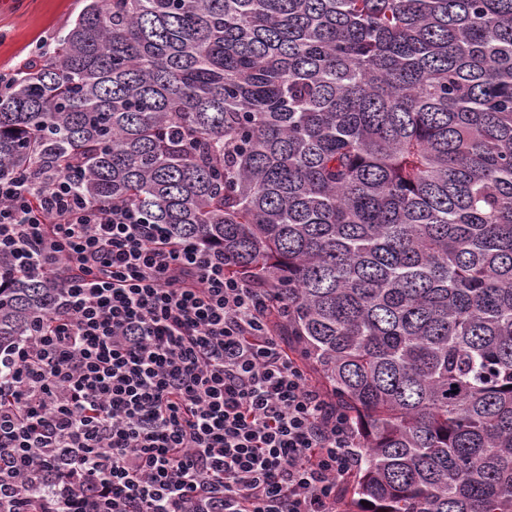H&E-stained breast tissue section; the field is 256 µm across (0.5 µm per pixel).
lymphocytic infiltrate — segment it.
I'll use <instances>...</instances> for the list:
<instances>
[{
  "instance_id": "obj_1",
  "label": "lymphocytic infiltrate",
  "mask_w": 512,
  "mask_h": 512,
  "mask_svg": "<svg viewBox=\"0 0 512 512\" xmlns=\"http://www.w3.org/2000/svg\"><path fill=\"white\" fill-rule=\"evenodd\" d=\"M0 257L62 281L0 350V512H337L354 428L222 246L10 175Z\"/></svg>"
}]
</instances>
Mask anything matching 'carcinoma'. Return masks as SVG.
I'll return each mask as SVG.
<instances>
[{
  "mask_svg": "<svg viewBox=\"0 0 512 512\" xmlns=\"http://www.w3.org/2000/svg\"><path fill=\"white\" fill-rule=\"evenodd\" d=\"M68 173L278 293L345 512H512V0H88L0 92V176Z\"/></svg>",
  "mask_w": 512,
  "mask_h": 512,
  "instance_id": "obj_1",
  "label": "carcinoma"
}]
</instances>
